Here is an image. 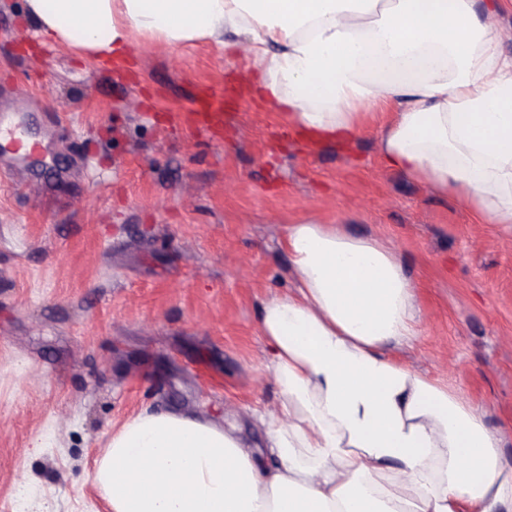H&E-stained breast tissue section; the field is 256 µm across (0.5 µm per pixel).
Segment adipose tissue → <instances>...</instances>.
I'll use <instances>...</instances> for the list:
<instances>
[{
  "label": "adipose tissue",
  "instance_id": "obj_1",
  "mask_svg": "<svg viewBox=\"0 0 512 512\" xmlns=\"http://www.w3.org/2000/svg\"><path fill=\"white\" fill-rule=\"evenodd\" d=\"M43 32L121 66L136 37L176 47L245 36L246 79L289 126L350 139L393 118L386 164L512 225V58L478 0H27ZM295 294L258 323L280 393L260 415L275 466L235 427L144 413L114 432L94 479L111 512H496L512 503L501 435L456 391L386 351L416 334L392 251L331 224L290 225Z\"/></svg>",
  "mask_w": 512,
  "mask_h": 512
}]
</instances>
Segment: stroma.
Masks as SVG:
<instances>
[{"label":"stroma","mask_w":512,"mask_h":512,"mask_svg":"<svg viewBox=\"0 0 512 512\" xmlns=\"http://www.w3.org/2000/svg\"><path fill=\"white\" fill-rule=\"evenodd\" d=\"M247 64L150 37L121 68L81 59L0 0V118L33 140L0 143V512H109L95 461L144 411L234 424L265 456L258 312L295 287L307 221L396 254L418 335L392 357L484 409L512 468V226L388 168L389 111L348 142L292 133Z\"/></svg>","instance_id":"35a3bbf8"}]
</instances>
